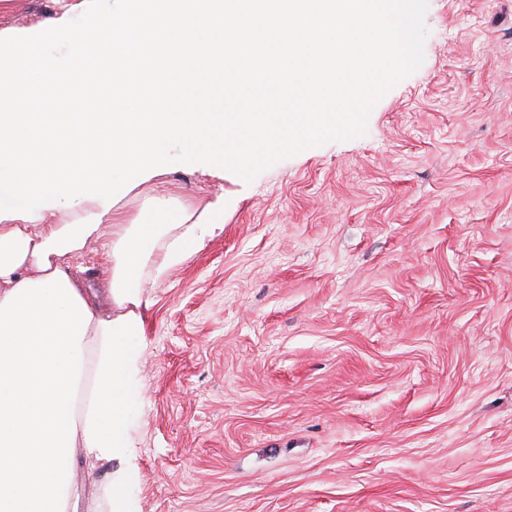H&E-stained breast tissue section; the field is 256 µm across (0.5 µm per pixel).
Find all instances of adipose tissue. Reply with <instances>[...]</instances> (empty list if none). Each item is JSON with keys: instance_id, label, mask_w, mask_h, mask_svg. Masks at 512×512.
I'll list each match as a JSON object with an SVG mask.
<instances>
[{"instance_id": "ef3b65f1", "label": "adipose tissue", "mask_w": 512, "mask_h": 512, "mask_svg": "<svg viewBox=\"0 0 512 512\" xmlns=\"http://www.w3.org/2000/svg\"><path fill=\"white\" fill-rule=\"evenodd\" d=\"M101 215L90 239L102 247L112 311L67 271L68 255L35 246L56 232L42 220L0 222V512H69L70 459L125 457L126 424L139 396L142 288L223 231V210L158 209L151 219L104 211L99 200L69 208Z\"/></svg>"}]
</instances>
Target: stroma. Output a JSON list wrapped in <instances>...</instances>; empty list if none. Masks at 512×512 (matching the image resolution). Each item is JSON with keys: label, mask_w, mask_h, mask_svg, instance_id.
I'll use <instances>...</instances> for the list:
<instances>
[{"label": "stroma", "mask_w": 512, "mask_h": 512, "mask_svg": "<svg viewBox=\"0 0 512 512\" xmlns=\"http://www.w3.org/2000/svg\"><path fill=\"white\" fill-rule=\"evenodd\" d=\"M80 0H0V32ZM363 136L244 182L168 164L115 207L224 206L149 281L128 460L78 512H512V0H429Z\"/></svg>", "instance_id": "1"}]
</instances>
